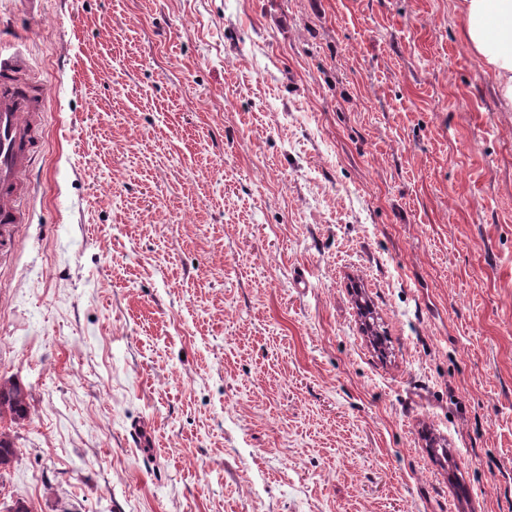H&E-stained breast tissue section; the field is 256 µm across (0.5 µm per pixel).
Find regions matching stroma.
<instances>
[{
    "mask_svg": "<svg viewBox=\"0 0 512 512\" xmlns=\"http://www.w3.org/2000/svg\"><path fill=\"white\" fill-rule=\"evenodd\" d=\"M463 20L0 0L48 88L0 512H512V112ZM24 398L21 390L12 388L0 390V415L8 412L13 418L21 417L24 414Z\"/></svg>",
    "mask_w": 512,
    "mask_h": 512,
    "instance_id": "stroma-1",
    "label": "stroma"
}]
</instances>
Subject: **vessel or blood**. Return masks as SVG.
Segmentation results:
<instances>
[{"mask_svg": "<svg viewBox=\"0 0 512 512\" xmlns=\"http://www.w3.org/2000/svg\"><path fill=\"white\" fill-rule=\"evenodd\" d=\"M47 89L35 83L27 59L0 50V249L27 223L26 173L38 155Z\"/></svg>", "mask_w": 512, "mask_h": 512, "instance_id": "b4317fda", "label": "vessel or blood"}]
</instances>
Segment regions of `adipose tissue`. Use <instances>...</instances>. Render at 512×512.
Masks as SVG:
<instances>
[{
    "instance_id": "obj_1",
    "label": "adipose tissue",
    "mask_w": 512,
    "mask_h": 512,
    "mask_svg": "<svg viewBox=\"0 0 512 512\" xmlns=\"http://www.w3.org/2000/svg\"><path fill=\"white\" fill-rule=\"evenodd\" d=\"M462 41L483 63L512 112V0H462Z\"/></svg>"
}]
</instances>
